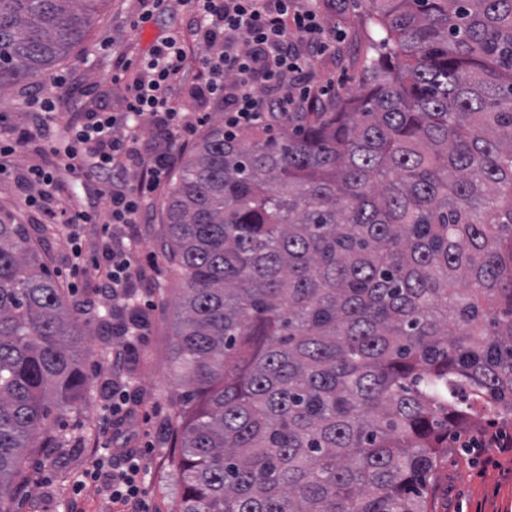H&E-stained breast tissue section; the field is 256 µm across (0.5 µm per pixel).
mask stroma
Here are the masks:
<instances>
[{"label": "stroma", "mask_w": 512, "mask_h": 512, "mask_svg": "<svg viewBox=\"0 0 512 512\" xmlns=\"http://www.w3.org/2000/svg\"><path fill=\"white\" fill-rule=\"evenodd\" d=\"M149 6V0H105L83 39L53 69L54 74L66 77L65 83L55 89L58 120L45 135L33 137L19 153L0 161L9 169L8 175L0 177V218L9 216L15 223L28 225L60 285L70 287L72 303L95 313L107 309L109 300L97 295L95 277H72L73 240L63 225L48 223L43 210L29 206V189L23 177L29 167L49 164L48 145L69 124L86 120L104 102L110 103L113 111H121L127 91L125 86L113 85V70L127 66L128 78H135L136 62L174 25H186L190 18V7L173 0L170 13L154 14L147 23L132 27L131 19ZM322 17L326 25L343 31L344 39L337 43L335 53L315 57L313 71L321 80L335 78L329 99L339 102L356 87L374 32L364 26L352 0H338L335 8L326 9ZM186 44L187 57L179 75L183 94L177 106L184 113L216 112V103L192 94L199 83L198 59L205 48L191 37ZM165 193L161 187L148 198V223L111 227L113 234L138 237L139 256L146 267L142 285L153 291V308L145 315L146 334L134 341L122 369L110 374L101 366L113 349L123 345V338L97 324L90 335L83 337L81 349L90 355L86 369L93 394L63 418L51 419L39 446L25 449L24 471L33 475L34 481L20 485L16 512H67L72 505L79 512H112L106 496L88 490L77 497L72 491L76 475L100 456L106 444L117 455L128 448L141 453L152 476L146 488L150 512H173L180 496L175 479L178 451L171 446L180 387L170 361L179 284L171 278L163 258L161 212ZM115 385L129 388L130 404L138 418L122 431L106 434L102 431V414L106 394ZM475 438L470 429L449 436L450 453L437 472L434 487L436 512H512V458L500 468L485 466L481 457L466 447Z\"/></svg>", "instance_id": "1"}]
</instances>
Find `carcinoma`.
I'll return each mask as SVG.
<instances>
[{
  "instance_id": "1",
  "label": "carcinoma",
  "mask_w": 512,
  "mask_h": 512,
  "mask_svg": "<svg viewBox=\"0 0 512 512\" xmlns=\"http://www.w3.org/2000/svg\"><path fill=\"white\" fill-rule=\"evenodd\" d=\"M103 0H0V93L46 75ZM355 95L184 154L174 512H434L448 435L512 427V0H357ZM24 224L0 220V512L85 334Z\"/></svg>"
}]
</instances>
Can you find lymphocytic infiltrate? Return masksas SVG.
<instances>
[{
    "label": "lymphocytic infiltrate",
    "instance_id": "lymphocytic-infiltrate-1",
    "mask_svg": "<svg viewBox=\"0 0 512 512\" xmlns=\"http://www.w3.org/2000/svg\"><path fill=\"white\" fill-rule=\"evenodd\" d=\"M195 16L191 30L208 51L199 59L204 78L202 96L224 105V130L242 131L258 125L271 128L295 112L312 110L330 85H316L311 62L315 55L336 46V32L324 24L318 0H191ZM185 59L180 33L168 36L141 59V72L126 99L123 112L101 110L87 122L69 128L64 146H50L51 167L29 169L25 181L30 204H46L59 189L58 168L82 165L99 177L98 195L109 198L107 210L87 206L61 211L56 221L80 224H138L142 204L167 176L171 155L156 151L149 167H142V122L151 119L166 131L169 142L186 147L210 115L192 119L174 106L175 81ZM139 167L135 179L126 176ZM106 260L98 273L100 292L116 303L137 306L133 289L140 259L135 243L116 245L112 238L98 240ZM105 489L119 512H149L145 499V473L137 451L124 455L119 467L97 460L78 475L75 492Z\"/></svg>",
    "mask_w": 512,
    "mask_h": 512
}]
</instances>
